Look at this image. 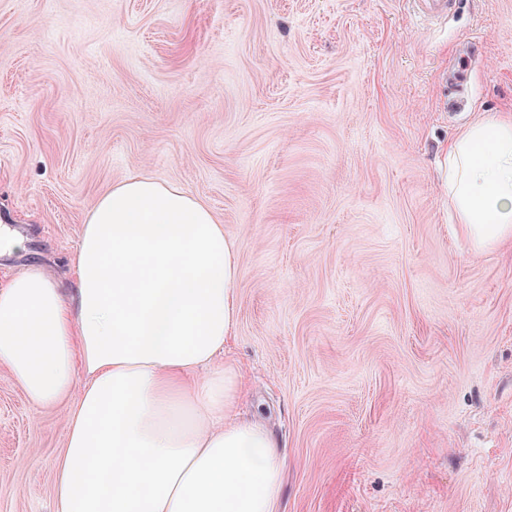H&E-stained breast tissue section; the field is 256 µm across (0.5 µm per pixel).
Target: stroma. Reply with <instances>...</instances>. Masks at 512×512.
<instances>
[{
  "label": "stroma",
  "instance_id": "1",
  "mask_svg": "<svg viewBox=\"0 0 512 512\" xmlns=\"http://www.w3.org/2000/svg\"><path fill=\"white\" fill-rule=\"evenodd\" d=\"M512 113V0H0V225L74 279L132 175L238 253L240 408L279 441L276 512H512V242L476 250L443 151ZM65 403L0 365V512H53ZM414 14L426 21H438L448 17L450 0H408Z\"/></svg>",
  "mask_w": 512,
  "mask_h": 512
}]
</instances>
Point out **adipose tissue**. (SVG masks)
Segmentation results:
<instances>
[{"label":"adipose tissue","instance_id":"adipose-tissue-1","mask_svg":"<svg viewBox=\"0 0 512 512\" xmlns=\"http://www.w3.org/2000/svg\"><path fill=\"white\" fill-rule=\"evenodd\" d=\"M443 191L479 250L512 241V115L463 127ZM237 248L188 191L136 175L87 212L75 284L33 266L0 287V365L68 400L55 512H275L277 441L211 366L237 319Z\"/></svg>","mask_w":512,"mask_h":512}]
</instances>
